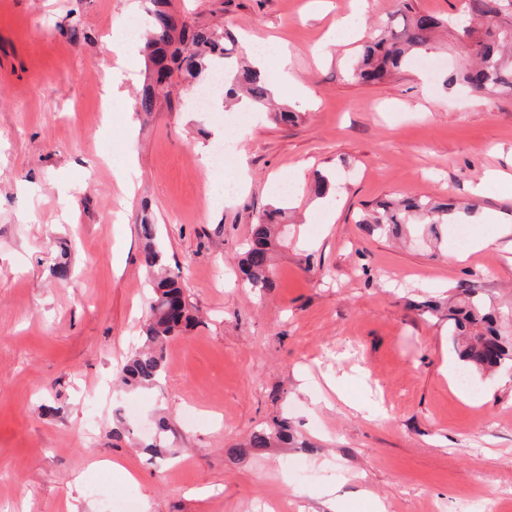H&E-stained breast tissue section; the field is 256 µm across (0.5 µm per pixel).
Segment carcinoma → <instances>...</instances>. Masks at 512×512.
<instances>
[{
	"label": "carcinoma",
	"mask_w": 512,
	"mask_h": 512,
	"mask_svg": "<svg viewBox=\"0 0 512 512\" xmlns=\"http://www.w3.org/2000/svg\"><path fill=\"white\" fill-rule=\"evenodd\" d=\"M152 4L151 30L146 34L145 49L154 69L137 101V111L149 115L157 111L162 101L172 104L166 82L174 72L198 80L218 67L224 72V102L245 97L255 106L267 104L271 91L266 77L250 64L234 62L235 40L229 33L179 20L170 12L169 0H152ZM464 10L470 19L487 22V27L464 30L460 45L469 67L463 73L449 74L446 84L461 81L484 95L511 93L512 0H464ZM442 25L441 19L419 10L411 0H399V8L388 17L380 32L362 44L359 59L350 69L352 78L377 83L394 69L413 66L419 53L430 49L433 34ZM288 202L289 198L283 197L257 217L240 261L241 280L248 288L265 290L273 285L271 253L281 240L280 227L288 212ZM456 210L451 201L437 203L428 198L408 197L379 203L363 223L394 236L401 235L410 224H423L437 239L439 226L448 223V215ZM137 228L146 241L141 264L150 276L149 314L143 325L142 343L117 369L116 376L127 388L151 389L165 371L169 342L192 325L194 316L184 283L171 275L165 251L156 244L158 226L144 220ZM421 311L448 320V335L469 371H512V334L505 329L509 318L488 302L475 284L460 283L448 303L424 304ZM167 428L165 418H159L155 437L144 446L151 456L164 458ZM278 444L308 447L295 440L287 420L276 419L253 432L247 443L228 449V454L243 456Z\"/></svg>",
	"instance_id": "obj_1"
}]
</instances>
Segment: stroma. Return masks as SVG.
<instances>
[{"label": "stroma", "mask_w": 512, "mask_h": 512, "mask_svg": "<svg viewBox=\"0 0 512 512\" xmlns=\"http://www.w3.org/2000/svg\"><path fill=\"white\" fill-rule=\"evenodd\" d=\"M368 3L362 31L343 33L351 0H171L223 26L239 53L255 33L287 52L289 76L266 65L277 101L300 115L286 126L187 106L179 78L176 110L130 112L145 61L117 31L149 0H0V512H328L330 491L342 512H512V372L459 385L445 321L416 308L463 280L512 308V253L493 244L460 262L455 225L435 248L365 223L415 195L474 205L480 233L512 225V96L467 93L444 69L353 79L350 59L396 0ZM106 57L123 76L108 112ZM130 166L129 191L117 175ZM319 174L336 187L330 214ZM228 177L238 192L216 195ZM285 182L275 286L256 293L238 276L241 246ZM144 218L196 325L169 342L159 386L124 391L112 378L150 297ZM62 254L65 279L51 273ZM160 415L170 452L151 462L138 443ZM281 416L308 449L228 458ZM107 460L120 468L102 498L88 483Z\"/></svg>", "instance_id": "stroma-1"}]
</instances>
